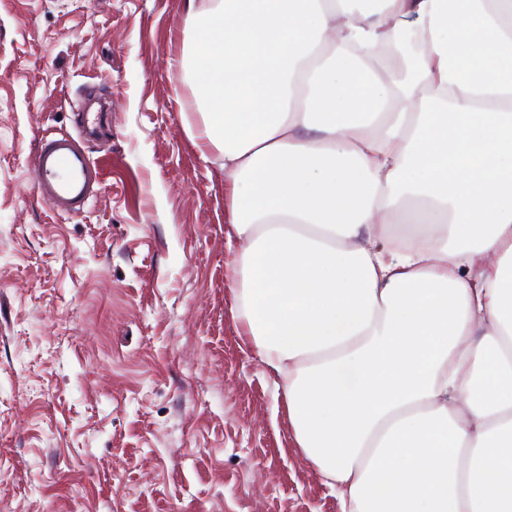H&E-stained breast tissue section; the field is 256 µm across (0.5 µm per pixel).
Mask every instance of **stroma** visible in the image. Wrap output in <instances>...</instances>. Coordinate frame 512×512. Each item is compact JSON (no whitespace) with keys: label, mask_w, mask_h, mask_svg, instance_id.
<instances>
[{"label":"stroma","mask_w":512,"mask_h":512,"mask_svg":"<svg viewBox=\"0 0 512 512\" xmlns=\"http://www.w3.org/2000/svg\"><path fill=\"white\" fill-rule=\"evenodd\" d=\"M186 0H0V512H343L232 316ZM103 178L38 191L43 136ZM33 164L40 174V192L62 213L82 211L95 196L92 163L66 133L46 137Z\"/></svg>","instance_id":"stroma-1"}]
</instances>
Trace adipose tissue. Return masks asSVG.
Here are the masks:
<instances>
[{"label":"adipose tissue","mask_w":512,"mask_h":512,"mask_svg":"<svg viewBox=\"0 0 512 512\" xmlns=\"http://www.w3.org/2000/svg\"><path fill=\"white\" fill-rule=\"evenodd\" d=\"M185 36L297 447L343 512H512V0H187Z\"/></svg>","instance_id":"obj_1"}]
</instances>
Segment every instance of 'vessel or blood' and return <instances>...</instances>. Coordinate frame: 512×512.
<instances>
[{
    "label": "vessel or blood",
    "instance_id": "b4317fda",
    "mask_svg": "<svg viewBox=\"0 0 512 512\" xmlns=\"http://www.w3.org/2000/svg\"><path fill=\"white\" fill-rule=\"evenodd\" d=\"M33 164L40 174V192L57 211H82L94 197L92 163L84 150L65 133L45 139Z\"/></svg>",
    "mask_w": 512,
    "mask_h": 512
}]
</instances>
